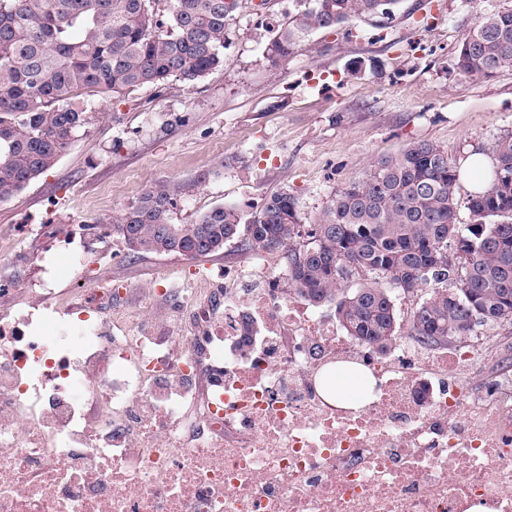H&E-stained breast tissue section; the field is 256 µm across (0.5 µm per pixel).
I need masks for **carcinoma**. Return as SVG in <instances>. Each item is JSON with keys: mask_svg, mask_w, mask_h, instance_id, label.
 Returning <instances> with one entry per match:
<instances>
[{"mask_svg": "<svg viewBox=\"0 0 512 512\" xmlns=\"http://www.w3.org/2000/svg\"><path fill=\"white\" fill-rule=\"evenodd\" d=\"M0 0V201L52 168L88 120L86 91L123 95L174 78L196 81L224 65L228 21L243 0ZM399 0H295L265 47L288 60L303 37L352 18L390 19ZM464 77L512 70V10L476 20L455 56ZM485 188L466 199L458 224L457 166L431 142L379 158L365 177L336 191L316 224L301 223L286 190L271 193L244 219L216 206L178 224L169 189L157 184L117 219L122 238L142 253L175 254L168 231L191 258L236 242L281 251L289 290L313 305L336 303V319L355 341L378 349L395 336L391 289L428 291L412 311L409 335L444 348L488 323L512 325V133L492 147Z\"/></svg>", "mask_w": 512, "mask_h": 512, "instance_id": "cac0c4a2", "label": "carcinoma"}]
</instances>
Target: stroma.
<instances>
[{
    "label": "stroma",
    "instance_id": "obj_1",
    "mask_svg": "<svg viewBox=\"0 0 512 512\" xmlns=\"http://www.w3.org/2000/svg\"><path fill=\"white\" fill-rule=\"evenodd\" d=\"M247 3L229 23L222 67L192 83L85 97L89 122L56 164L0 201V281L22 289L11 304L121 285L116 304L164 311L149 289L213 288L248 262L283 275L281 252L234 245L195 260L130 255L113 221L154 185L169 188L181 224L218 205L249 212L283 189L314 224L381 156L429 141L460 164L512 132V71L465 78L453 68L477 18L512 0H399L393 19L313 32L276 67L264 50L293 0Z\"/></svg>",
    "mask_w": 512,
    "mask_h": 512
}]
</instances>
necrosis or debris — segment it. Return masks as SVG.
I'll use <instances>...</instances> for the list:
<instances>
[{
  "label": "necrosis or debris",
  "instance_id": "1",
  "mask_svg": "<svg viewBox=\"0 0 512 512\" xmlns=\"http://www.w3.org/2000/svg\"><path fill=\"white\" fill-rule=\"evenodd\" d=\"M180 295L115 325L96 288L0 309V512H512V391L473 386L483 337L382 355L256 264ZM345 364L375 380L358 409L319 388Z\"/></svg>",
  "mask_w": 512,
  "mask_h": 512
}]
</instances>
